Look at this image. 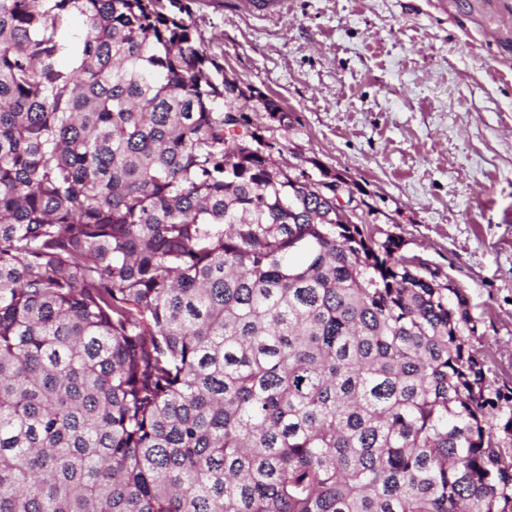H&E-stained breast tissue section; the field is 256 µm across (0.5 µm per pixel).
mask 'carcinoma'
Here are the masks:
<instances>
[{"label":"carcinoma","instance_id":"obj_1","mask_svg":"<svg viewBox=\"0 0 512 512\" xmlns=\"http://www.w3.org/2000/svg\"><path fill=\"white\" fill-rule=\"evenodd\" d=\"M187 13L0 0V512H512L465 293Z\"/></svg>","mask_w":512,"mask_h":512}]
</instances>
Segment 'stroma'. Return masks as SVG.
Wrapping results in <instances>:
<instances>
[{
	"label": "stroma",
	"instance_id": "obj_1",
	"mask_svg": "<svg viewBox=\"0 0 512 512\" xmlns=\"http://www.w3.org/2000/svg\"><path fill=\"white\" fill-rule=\"evenodd\" d=\"M185 20L228 78L253 87L281 164L319 158L451 276L471 345L512 387V0H190ZM290 115L270 119L264 98Z\"/></svg>",
	"mask_w": 512,
	"mask_h": 512
}]
</instances>
